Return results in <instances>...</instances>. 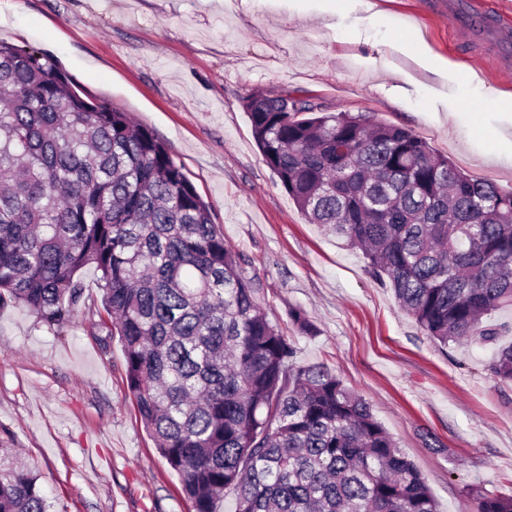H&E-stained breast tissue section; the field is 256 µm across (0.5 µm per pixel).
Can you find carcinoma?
Returning a JSON list of instances; mask_svg holds the SVG:
<instances>
[{"label":"carcinoma","mask_w":512,"mask_h":512,"mask_svg":"<svg viewBox=\"0 0 512 512\" xmlns=\"http://www.w3.org/2000/svg\"><path fill=\"white\" fill-rule=\"evenodd\" d=\"M263 160L311 224L362 250L433 341L499 330L512 306V191L412 131L310 96L247 99ZM100 273L146 432L194 512H437L369 404L325 365L300 366L168 146L79 94L47 56L0 41V309L62 333ZM512 381V345L490 364ZM475 512L512 495L467 489ZM0 512H50L39 476L0 443Z\"/></svg>","instance_id":"cac0c4a2"}]
</instances>
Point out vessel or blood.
I'll list each match as a JSON object with an SVG mask.
<instances>
[{
	"instance_id": "1",
	"label": "vessel or blood",
	"mask_w": 512,
	"mask_h": 512,
	"mask_svg": "<svg viewBox=\"0 0 512 512\" xmlns=\"http://www.w3.org/2000/svg\"><path fill=\"white\" fill-rule=\"evenodd\" d=\"M436 4L447 10L457 29L474 38H487L503 67L512 66V27L496 16L480 14L475 0H436Z\"/></svg>"
}]
</instances>
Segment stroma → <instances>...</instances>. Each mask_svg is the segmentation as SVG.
Wrapping results in <instances>:
<instances>
[{
	"label": "stroma",
	"instance_id": "1",
	"mask_svg": "<svg viewBox=\"0 0 512 512\" xmlns=\"http://www.w3.org/2000/svg\"><path fill=\"white\" fill-rule=\"evenodd\" d=\"M0 0V41L50 57L87 95L165 142L253 280L302 366L323 364L366 399L425 477L438 512H474L466 487L512 494V382L495 346H439L367 270L363 253L308 223L266 165L245 108L253 93L306 94L331 111L411 130L464 172L512 189V71L456 38L432 0ZM448 58L446 79L414 60ZM50 331L0 309V440L38 471L56 512H193L102 335L98 274ZM301 313L309 332L289 319ZM490 370L501 381H512V345L500 347L490 364Z\"/></svg>",
	"mask_w": 512,
	"mask_h": 512
}]
</instances>
